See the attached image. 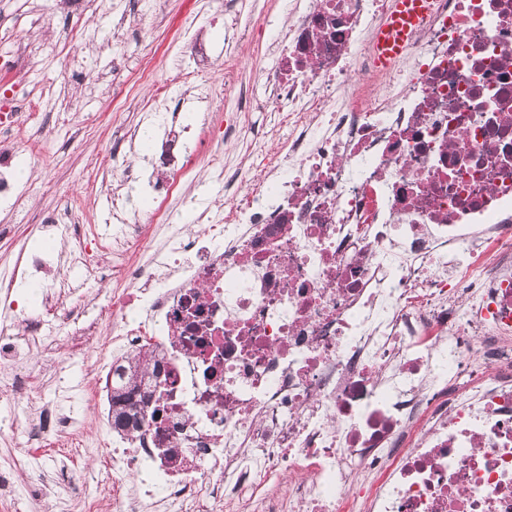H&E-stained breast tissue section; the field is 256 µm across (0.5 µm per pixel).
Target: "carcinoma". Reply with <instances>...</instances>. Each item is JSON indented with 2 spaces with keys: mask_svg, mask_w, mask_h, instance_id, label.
Instances as JSON below:
<instances>
[{
  "mask_svg": "<svg viewBox=\"0 0 512 512\" xmlns=\"http://www.w3.org/2000/svg\"><path fill=\"white\" fill-rule=\"evenodd\" d=\"M152 366L158 367V361L151 352L127 359L120 366V382L112 386L111 393L107 394L108 416L114 428L126 432L140 428L138 412L134 411L135 396L140 390L143 376Z\"/></svg>",
  "mask_w": 512,
  "mask_h": 512,
  "instance_id": "cac0c4a2",
  "label": "carcinoma"
}]
</instances>
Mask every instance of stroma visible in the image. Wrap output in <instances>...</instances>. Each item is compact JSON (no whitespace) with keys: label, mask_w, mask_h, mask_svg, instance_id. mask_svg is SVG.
I'll return each instance as SVG.
<instances>
[{"label":"stroma","mask_w":512,"mask_h":512,"mask_svg":"<svg viewBox=\"0 0 512 512\" xmlns=\"http://www.w3.org/2000/svg\"><path fill=\"white\" fill-rule=\"evenodd\" d=\"M225 0H0V55L20 51L19 65L0 73V112L14 113L15 123L0 130V141L24 146L41 134L54 144L51 168L28 163L19 202H0V228L20 221L47 220L65 212V221L82 225L86 235L100 228L112 206L113 177L98 179L112 152H120L133 171L122 189L129 211L144 226L148 240L160 241L162 230L152 222L163 212L168 223L199 232L200 216L217 217L224 208V186L214 166L240 162L236 144L212 138V124L229 114L260 125V113L249 111L231 96L212 99L208 123H194L186 147L191 173L175 172L173 197L150 192L140 172L149 156L139 150V114L154 87L176 97L194 99L196 79L224 84ZM267 16L265 29L242 38V66L259 71L272 62L270 43L282 12V0H255ZM81 74L78 83L64 81L65 72ZM42 114L40 129L25 117L31 108ZM75 292L67 300L80 318L107 317L112 283L83 270L69 274ZM109 338L108 327L93 336L51 335L44 343L23 349L19 360L6 364L0 376L35 371L37 382L11 402L0 401V471L9 473L8 492H0V512H48L52 498L66 494L67 476L86 483L96 498L111 495V483L100 469L99 448H84L60 438L31 441L24 433L43 411L69 397L71 411L94 435L108 415L106 388L100 387L97 351ZM98 388L97 405L86 408L76 389Z\"/></svg>","instance_id":"obj_1"}]
</instances>
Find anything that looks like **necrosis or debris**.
Wrapping results in <instances>:
<instances>
[{"label":"necrosis or debris","instance_id":"necrosis-or-debris-1","mask_svg":"<svg viewBox=\"0 0 512 512\" xmlns=\"http://www.w3.org/2000/svg\"><path fill=\"white\" fill-rule=\"evenodd\" d=\"M395 0H287L275 58L224 60L266 116L193 235L113 199L104 368L144 351L153 415L102 427L112 512H512V0H431L388 66ZM60 284L86 267L80 225ZM0 279V361L44 320ZM148 463L151 477L130 485ZM287 490H280V483Z\"/></svg>","mask_w":512,"mask_h":512}]
</instances>
